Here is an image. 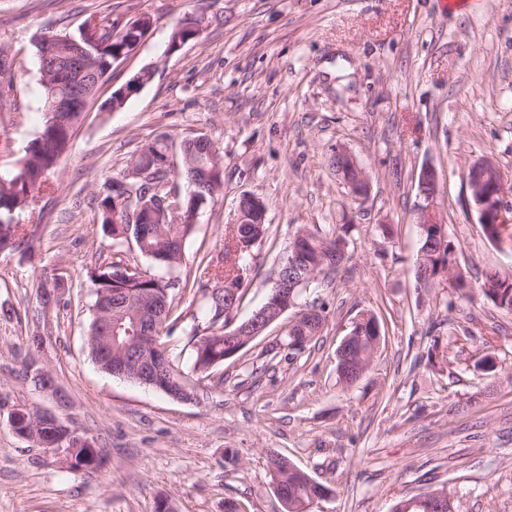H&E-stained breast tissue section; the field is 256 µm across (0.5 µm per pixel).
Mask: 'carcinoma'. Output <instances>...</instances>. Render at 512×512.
Listing matches in <instances>:
<instances>
[{"instance_id": "carcinoma-1", "label": "carcinoma", "mask_w": 512, "mask_h": 512, "mask_svg": "<svg viewBox=\"0 0 512 512\" xmlns=\"http://www.w3.org/2000/svg\"><path fill=\"white\" fill-rule=\"evenodd\" d=\"M154 19L149 16L120 22L112 14H91L78 32L52 35L54 54L48 66L62 74L54 87L42 86L43 104L61 97L69 87L68 78L81 77L88 99H93L99 88L107 82L115 57L127 55L138 40L144 38ZM208 27L202 14L186 13L172 29L171 38L184 44L199 37ZM13 57L0 46V105L11 101L16 88L12 71ZM81 118L77 112L44 113L42 126L27 146L19 167L8 177L9 186L0 184V253L12 254L21 248L30 231L24 224L13 221V214L29 207L31 191L49 185V175L56 171L67 151L75 127ZM224 168L222 156L216 154L209 137L203 133L184 141L180 148L179 163H174L171 146L163 138L143 144L131 159L130 170L144 174L137 178L130 174L112 179L108 192L98 201L99 221L103 233L112 241L131 240L144 258L170 270L182 264L177 256L179 245L193 232V215L200 203L215 201L223 194ZM186 184L182 193L177 181ZM237 228L229 230L224 252L209 257L195 284L201 292L198 311L176 312L175 291L186 289L179 276L134 277L124 273L126 261L101 263L88 271L94 296L109 293L127 295L133 301L112 303V329L119 340L134 331L136 311L133 304L144 299L152 303L158 315L155 335L162 336L173 315L189 318V343L192 346L194 372H204L219 359H224V333L228 317L224 315V298L242 301L245 287L250 282L254 251L266 237V211H259L247 203L237 213ZM349 259L342 238L314 236V246L300 254V268L306 272L326 274L336 271ZM483 296L504 311H512V277L497 273L486 276L480 284ZM41 436L54 441L64 440L70 449L71 471L95 470L101 463V451L96 444L77 445L67 438V431L46 426ZM280 477L278 492L288 504L285 512H310V505L322 499L327 487L308 481L285 458L272 462Z\"/></svg>"}]
</instances>
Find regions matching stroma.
I'll return each instance as SVG.
<instances>
[{
  "mask_svg": "<svg viewBox=\"0 0 512 512\" xmlns=\"http://www.w3.org/2000/svg\"><path fill=\"white\" fill-rule=\"evenodd\" d=\"M0 0V45L14 59L17 92L0 107V174L14 169L42 124L35 44L76 33L88 13L152 16L137 52L114 64L90 101L52 191L19 213L37 232L0 254V400L8 408L63 412L102 451L93 473L68 470L13 433L0 410V512H284L268 473L287 456L330 490L314 512H391L402 498L448 493L455 512H512V313L480 293L488 272L512 276V236L488 240L467 202L463 175L491 159L512 205V0ZM208 16L201 38L168 51L185 12ZM152 82L123 108L111 92L142 67ZM206 134L224 158V193L201 209L184 246L180 278L194 280L203 255L224 248L238 197L267 207L268 234L254 257L236 313L264 303L299 229L343 235L350 258L303 290L320 307L316 345L269 355L289 318L239 354L192 372L185 321L163 340L189 375L193 397L173 399L103 372L87 327L88 271L111 239L98 197L127 172L141 145L173 148ZM369 170V198L347 197L327 165L331 146ZM438 175V205L454 261L472 286L417 283L415 209L419 173ZM59 275L65 307L39 359L69 400L35 390L24 376L36 285ZM362 312L382 340L353 384L338 381L336 349ZM486 355L494 372L477 368Z\"/></svg>",
  "mask_w": 512,
  "mask_h": 512,
  "instance_id": "obj_1",
  "label": "stroma"
}]
</instances>
